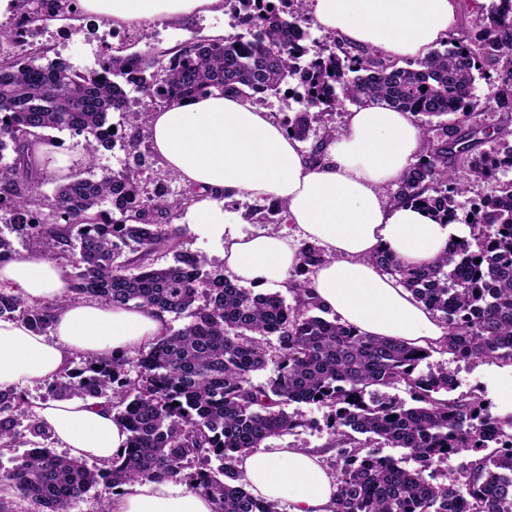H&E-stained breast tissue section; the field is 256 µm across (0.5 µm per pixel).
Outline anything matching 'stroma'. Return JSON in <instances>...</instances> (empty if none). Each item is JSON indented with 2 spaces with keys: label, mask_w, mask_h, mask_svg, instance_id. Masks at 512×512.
Wrapping results in <instances>:
<instances>
[{
  "label": "stroma",
  "mask_w": 512,
  "mask_h": 512,
  "mask_svg": "<svg viewBox=\"0 0 512 512\" xmlns=\"http://www.w3.org/2000/svg\"><path fill=\"white\" fill-rule=\"evenodd\" d=\"M232 37L239 28L230 11L192 17L178 24L164 21L149 23L136 28L118 26L112 21L78 12L71 17L48 18L37 22L29 37L34 47L46 48L47 59L63 57L80 69H93L99 58L109 54H133L153 49L155 55L166 59L182 44L198 39L212 38L216 32ZM177 226L182 230L184 250L200 253L215 267L224 265V244L200 224L188 223L178 217ZM428 366L442 365L452 375L458 392L479 395L496 414L512 411V401L502 400L501 387L512 382V367L497 362L463 361L440 352H431ZM286 412L308 420L307 428L293 434L269 439L272 447L303 448L321 454L324 465H332L336 450L334 437L329 429V408L307 403H290Z\"/></svg>",
  "instance_id": "stroma-1"
}]
</instances>
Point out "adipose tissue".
<instances>
[{
  "label": "adipose tissue",
  "instance_id": "adipose-tissue-1",
  "mask_svg": "<svg viewBox=\"0 0 512 512\" xmlns=\"http://www.w3.org/2000/svg\"><path fill=\"white\" fill-rule=\"evenodd\" d=\"M83 10L119 25L180 22L220 11L224 0H80ZM315 25L346 42L397 60L422 58L457 23V0H306ZM152 147L163 165L197 189L190 221L224 241V271L237 283L287 288L302 242L324 261L311 276L318 304L365 336L426 348L443 343L438 317L374 261L393 255L407 266L432 263L448 247L452 227L385 191L414 162L422 135L412 115L367 102L347 115L344 131L309 157L269 112L233 93L185 99L153 112ZM282 203L287 229L227 231L225 200ZM0 282L23 298H56L50 334L0 320V388L45 384L69 355L120 357L165 334L156 309L70 303L67 269L41 252L0 264ZM38 420L70 456L111 461L128 433L100 400L49 399ZM247 489L290 512H333L336 478L320 457L301 448H262L238 458ZM114 512H215L214 501L184 482L140 480L119 488Z\"/></svg>",
  "mask_w": 512,
  "mask_h": 512
}]
</instances>
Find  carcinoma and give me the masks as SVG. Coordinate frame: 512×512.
<instances>
[{
    "label": "carcinoma",
    "mask_w": 512,
    "mask_h": 512,
    "mask_svg": "<svg viewBox=\"0 0 512 512\" xmlns=\"http://www.w3.org/2000/svg\"><path fill=\"white\" fill-rule=\"evenodd\" d=\"M20 15L0 28V211L32 247L73 269L70 292L114 307L154 308L190 321L148 344L135 360L87 358L48 385L54 398L103 399L122 407L118 418L129 432L122 454L93 469L45 445L48 432L37 420L26 431L32 448L0 473L15 495L43 512H72L99 483L116 489L148 479L184 481L213 499L216 512H279L277 503L250 493L235 461L270 437L292 434L306 422L279 409L290 402L319 403L334 410L336 436L334 512H451L466 495L470 512H512V412L493 415L471 394L443 398L454 390L445 367L418 370L426 349L363 336L310 297L309 275L324 258L304 242L292 275V302L278 292L241 288L207 258L183 250L173 224L197 195L186 187L144 194L138 167L58 184L49 212L31 209L43 174L32 163L35 138L45 129L67 130L91 156L116 142L140 160L150 152L142 135L144 114L156 106L233 92L245 100L275 94L303 69L311 71L300 107L284 128L303 151L317 156L334 135L328 113L348 99L377 101L414 116L451 115L435 133L420 127L416 162L388 189L390 198L423 203L451 223L470 206L469 235L449 240L432 264L407 267L385 252L375 262L414 298L439 314L447 329L440 350L461 359L512 364V0H492L472 12L473 27L440 41L421 59L399 64L373 49L347 45L326 34L333 51L306 62L309 38L304 0H225L243 27L231 38L184 44L167 60L147 50L112 54L99 69L84 72L21 41L45 15L71 10L75 0H18ZM494 81L493 103L474 95L476 76ZM143 107L130 110L128 97ZM501 115L494 125L484 109ZM119 112L124 132L115 140L108 116ZM322 135L310 140L314 127ZM486 142L496 146L481 149ZM473 183L491 193L470 203ZM158 252L173 263L156 267ZM52 306L29 302L0 289V319H19L35 331L50 330ZM274 337L278 370L266 384L253 373L266 364L263 340ZM402 387L413 404L390 396ZM25 392L0 388V455L21 436ZM366 435L404 448L417 464L367 451L354 437ZM483 455L460 465L465 490L425 477L438 462L469 451ZM220 462L217 469L209 462ZM193 461L200 467L187 473Z\"/></svg>",
    "instance_id": "cac0c4a2"
}]
</instances>
